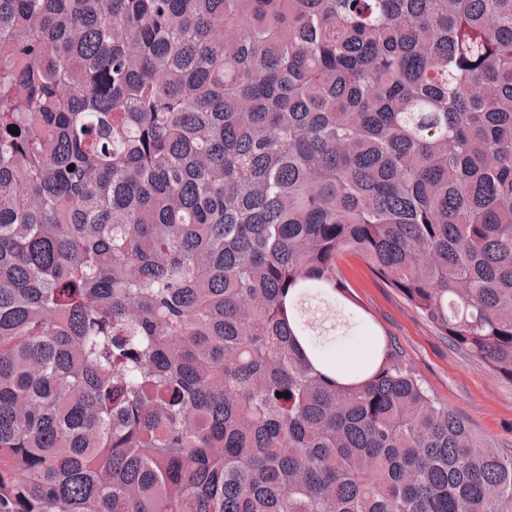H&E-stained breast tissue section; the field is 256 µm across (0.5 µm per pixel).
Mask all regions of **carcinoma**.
Masks as SVG:
<instances>
[{
  "instance_id": "1",
  "label": "carcinoma",
  "mask_w": 512,
  "mask_h": 512,
  "mask_svg": "<svg viewBox=\"0 0 512 512\" xmlns=\"http://www.w3.org/2000/svg\"><path fill=\"white\" fill-rule=\"evenodd\" d=\"M346 251L512 383V0H0V512H512ZM378 338L371 337L366 341V344L355 362H349L346 360H341L339 358H334L332 356L326 355L327 359L335 364L336 366V378L340 382L343 383H353L361 380V377L356 375V371L360 368V366L367 361L376 346Z\"/></svg>"
}]
</instances>
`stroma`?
Listing matches in <instances>:
<instances>
[{
    "instance_id": "35a3bbf8",
    "label": "stroma",
    "mask_w": 512,
    "mask_h": 512,
    "mask_svg": "<svg viewBox=\"0 0 512 512\" xmlns=\"http://www.w3.org/2000/svg\"><path fill=\"white\" fill-rule=\"evenodd\" d=\"M338 264L350 283L341 302L354 320L346 334L326 344L327 354L352 357L368 337H380L487 446L512 450V383L457 351L401 293L374 278L357 257L343 254Z\"/></svg>"
}]
</instances>
